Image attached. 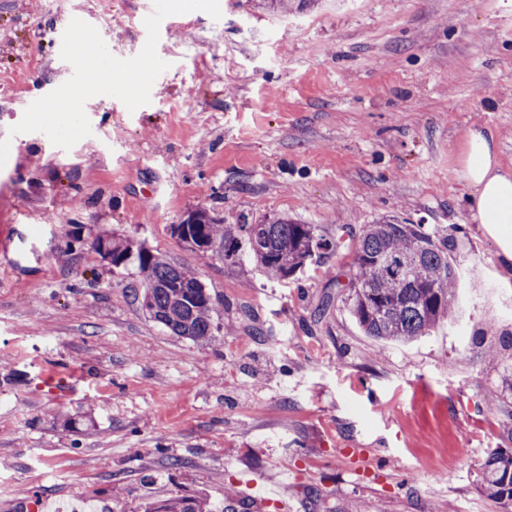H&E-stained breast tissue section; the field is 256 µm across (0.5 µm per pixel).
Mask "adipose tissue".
Wrapping results in <instances>:
<instances>
[{
    "label": "adipose tissue",
    "instance_id": "ef3b65f1",
    "mask_svg": "<svg viewBox=\"0 0 512 512\" xmlns=\"http://www.w3.org/2000/svg\"><path fill=\"white\" fill-rule=\"evenodd\" d=\"M459 165L474 216L496 243L504 268L512 270V170L501 167L491 128L468 130Z\"/></svg>",
    "mask_w": 512,
    "mask_h": 512
}]
</instances>
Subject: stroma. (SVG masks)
Returning a JSON list of instances; mask_svg holds the SVG:
<instances>
[{"mask_svg":"<svg viewBox=\"0 0 512 512\" xmlns=\"http://www.w3.org/2000/svg\"><path fill=\"white\" fill-rule=\"evenodd\" d=\"M0 12V512H125L174 494L261 512H507L478 488L512 448V277L474 218L459 156L470 127L512 169V0H314L274 18L255 0L166 17L167 69L128 110L89 99L71 149L9 135L70 76L78 18L112 55L147 40L142 0H12ZM285 215L317 232L395 216L452 229V317L408 344L366 336L348 305L353 244L298 279L186 248L190 213ZM145 243L196 273L212 340L170 335L133 298ZM67 377L62 399L36 390ZM105 242L107 251L112 257V259L106 251L105 244H100V242L96 240L94 241L97 252L100 254L102 259L108 262L112 261V265L115 267H118L121 264H125L131 254L130 245L123 240L117 241L114 238H112L111 240L105 239Z\"/></svg>","mask_w":512,"mask_h":512,"instance_id":"35a3bbf8","label":"stroma"}]
</instances>
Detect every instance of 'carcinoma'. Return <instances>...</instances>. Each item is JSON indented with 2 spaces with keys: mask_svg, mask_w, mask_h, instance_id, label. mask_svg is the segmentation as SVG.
<instances>
[{
  "mask_svg": "<svg viewBox=\"0 0 512 512\" xmlns=\"http://www.w3.org/2000/svg\"><path fill=\"white\" fill-rule=\"evenodd\" d=\"M189 232L221 241L236 264L241 247L273 278L286 280L307 264L336 252L337 241L317 233L312 224L284 216L257 224H223L200 211L190 215ZM357 238L350 280V311L364 333L378 341L408 344L424 336L452 312L458 267L448 259L455 247L448 231L398 218L364 224ZM112 265L126 263L130 245L106 241ZM142 282L153 285L148 301L140 303L149 317L171 335L192 341L214 336L213 301L205 285L179 265L141 248L137 253ZM481 492L512 506V449L494 448L481 464ZM144 512H214L209 501L176 496L144 505Z\"/></svg>",
  "mask_w": 512,
  "mask_h": 512,
  "instance_id": "carcinoma-1",
  "label": "carcinoma"
}]
</instances>
